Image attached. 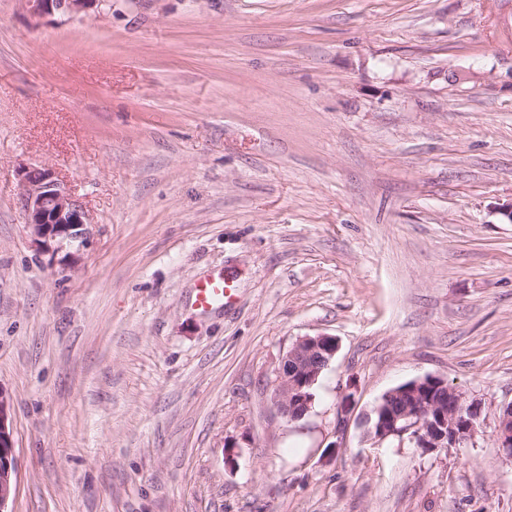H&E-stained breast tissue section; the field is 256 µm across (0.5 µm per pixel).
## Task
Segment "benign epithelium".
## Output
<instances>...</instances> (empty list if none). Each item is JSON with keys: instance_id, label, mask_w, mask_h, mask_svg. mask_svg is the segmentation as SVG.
Masks as SVG:
<instances>
[{"instance_id": "1", "label": "benign epithelium", "mask_w": 512, "mask_h": 512, "mask_svg": "<svg viewBox=\"0 0 512 512\" xmlns=\"http://www.w3.org/2000/svg\"><path fill=\"white\" fill-rule=\"evenodd\" d=\"M35 24L47 16L59 14L69 19H84L106 0H25ZM23 194L21 206L32 230L35 245L56 257L65 252L63 261L76 263L81 248L88 245L87 214L66 182L45 167L21 170ZM339 344L328 334L299 338L282 358L277 369L274 398L284 420L291 424L305 417L314 395L308 392L322 371L335 358ZM408 400L393 406L381 400L367 418L368 432L383 441L410 435L417 447L429 452L453 448L471 440L481 406L469 401L459 390L440 377L426 376L409 381L393 392ZM494 437L502 452L512 457V403L498 416ZM17 488V468L10 423V403L0 390V512H7L8 502Z\"/></svg>"}]
</instances>
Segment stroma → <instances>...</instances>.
<instances>
[{
  "instance_id": "obj_1",
  "label": "stroma",
  "mask_w": 512,
  "mask_h": 512,
  "mask_svg": "<svg viewBox=\"0 0 512 512\" xmlns=\"http://www.w3.org/2000/svg\"><path fill=\"white\" fill-rule=\"evenodd\" d=\"M89 244L36 248L19 171ZM512 0H0L8 512H512ZM232 303L204 312L199 282ZM335 336L308 414L276 371ZM439 376L480 403L426 452L366 423ZM34 23L47 16L59 14L68 19H84L93 9L101 8L106 0H25ZM20 175L21 206L35 245L52 258L66 251L61 261L76 263L80 248L89 242L87 214L81 202L49 168L27 167ZM233 289V286L224 280V276H215L199 284L195 304L206 310L222 302L229 303L234 297ZM494 437L502 452L507 457H512V403L500 412Z\"/></svg>"
}]
</instances>
